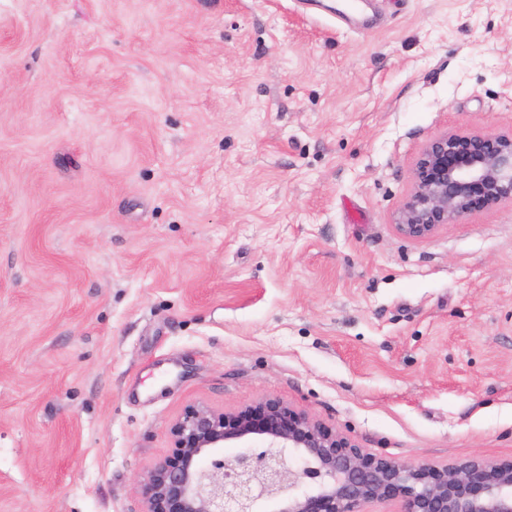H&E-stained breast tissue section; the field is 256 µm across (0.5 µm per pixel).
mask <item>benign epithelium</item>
<instances>
[{"label": "benign epithelium", "instance_id": "obj_1", "mask_svg": "<svg viewBox=\"0 0 512 512\" xmlns=\"http://www.w3.org/2000/svg\"><path fill=\"white\" fill-rule=\"evenodd\" d=\"M395 227L423 239L473 208L512 200V137L447 132L430 141ZM172 453L141 481L143 512H366L391 499L398 512H512V462L474 457L437 467L366 453L304 412L263 398L237 412L188 407L171 425ZM264 444L261 449L252 446ZM244 446L232 457L224 448Z\"/></svg>", "mask_w": 512, "mask_h": 512}]
</instances>
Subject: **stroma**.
I'll return each instance as SVG.
<instances>
[{
	"mask_svg": "<svg viewBox=\"0 0 512 512\" xmlns=\"http://www.w3.org/2000/svg\"><path fill=\"white\" fill-rule=\"evenodd\" d=\"M0 0V512H142L191 405L512 460V201L414 240L425 146L512 135V0Z\"/></svg>",
	"mask_w": 512,
	"mask_h": 512,
	"instance_id": "1",
	"label": "stroma"
}]
</instances>
